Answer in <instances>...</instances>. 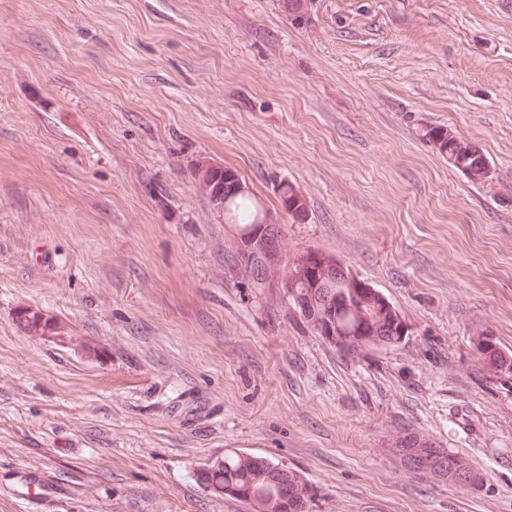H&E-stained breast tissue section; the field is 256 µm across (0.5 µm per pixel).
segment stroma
Returning a JSON list of instances; mask_svg holds the SVG:
<instances>
[{
    "label": "stroma",
    "instance_id": "stroma-1",
    "mask_svg": "<svg viewBox=\"0 0 512 512\" xmlns=\"http://www.w3.org/2000/svg\"><path fill=\"white\" fill-rule=\"evenodd\" d=\"M200 156L270 207L298 186L284 255L335 256L409 336L353 362L250 287ZM479 331L512 353V0H0V512H246L198 480L233 451L304 474L311 512H512ZM405 429L484 486L400 467ZM422 131V138L470 181L484 184L493 180L492 168L476 144L445 125L427 126ZM19 323L23 325L30 333L37 335H56L57 328L53 326L52 320L44 318L38 312L34 311H22L18 316Z\"/></svg>",
    "mask_w": 512,
    "mask_h": 512
}]
</instances>
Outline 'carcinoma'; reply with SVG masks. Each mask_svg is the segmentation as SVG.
<instances>
[{
  "label": "carcinoma",
  "mask_w": 512,
  "mask_h": 512,
  "mask_svg": "<svg viewBox=\"0 0 512 512\" xmlns=\"http://www.w3.org/2000/svg\"><path fill=\"white\" fill-rule=\"evenodd\" d=\"M422 138L474 183L493 180L480 148L445 125L423 128ZM193 178L213 207L232 225L233 263L254 288H274L298 311L302 322L355 360L400 343L410 335L398 309L378 289L354 275L336 257L316 249L284 256L281 218L302 224L308 217L306 198L295 184L275 186L279 208L269 209L252 193L239 173L227 166L196 160ZM19 323L37 335L57 334L52 320L23 311ZM473 350L490 377H512V355L486 332L474 337ZM390 451L408 471L421 478L451 474L464 488H480L486 476L462 456L440 447L414 430L399 432ZM200 480L216 492L242 502L247 512H311L314 489L301 474L268 456L227 453L200 472Z\"/></svg>",
  "instance_id": "1"
}]
</instances>
